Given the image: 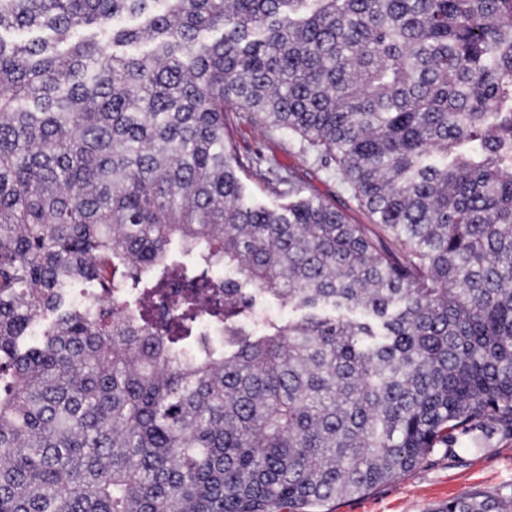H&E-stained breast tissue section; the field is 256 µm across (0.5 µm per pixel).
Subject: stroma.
<instances>
[{"instance_id": "obj_1", "label": "stroma", "mask_w": 512, "mask_h": 512, "mask_svg": "<svg viewBox=\"0 0 512 512\" xmlns=\"http://www.w3.org/2000/svg\"><path fill=\"white\" fill-rule=\"evenodd\" d=\"M230 122L242 155L260 156L262 167L296 174L308 192L334 202L352 222L368 223L333 170L300 155L282 135L260 130L244 113L231 114ZM470 445L469 437H459L454 449H434L398 479L360 496L328 502L323 512H437L453 498L484 494L512 504V436L492 433L479 452Z\"/></svg>"}]
</instances>
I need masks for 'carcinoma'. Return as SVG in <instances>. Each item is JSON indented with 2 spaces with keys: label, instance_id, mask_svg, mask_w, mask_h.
<instances>
[{
  "label": "carcinoma",
  "instance_id": "carcinoma-1",
  "mask_svg": "<svg viewBox=\"0 0 512 512\" xmlns=\"http://www.w3.org/2000/svg\"><path fill=\"white\" fill-rule=\"evenodd\" d=\"M493 431L512 0H0V512H322ZM230 122L242 155L260 156L262 169L270 167L282 174L293 172L303 181L308 192L334 202L349 214L355 224H372L366 213L356 207L333 170L322 167L310 156L300 155L282 135L260 130L246 120L243 112H232Z\"/></svg>",
  "mask_w": 512,
  "mask_h": 512
}]
</instances>
